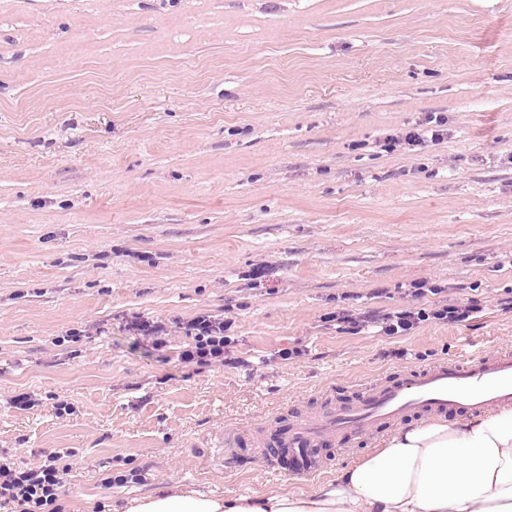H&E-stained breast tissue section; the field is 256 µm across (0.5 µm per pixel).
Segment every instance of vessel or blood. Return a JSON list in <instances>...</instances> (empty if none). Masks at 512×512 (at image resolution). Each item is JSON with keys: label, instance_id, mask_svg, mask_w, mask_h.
Returning <instances> with one entry per match:
<instances>
[{"label": "vessel or blood", "instance_id": "b4317fda", "mask_svg": "<svg viewBox=\"0 0 512 512\" xmlns=\"http://www.w3.org/2000/svg\"><path fill=\"white\" fill-rule=\"evenodd\" d=\"M501 405H512V350L403 371L364 387L335 412L295 421L286 441L301 465L291 474H316L320 466L310 449L342 446L348 436L386 429L412 415H478Z\"/></svg>", "mask_w": 512, "mask_h": 512}]
</instances>
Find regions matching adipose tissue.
<instances>
[{"instance_id": "1", "label": "adipose tissue", "mask_w": 512, "mask_h": 512, "mask_svg": "<svg viewBox=\"0 0 512 512\" xmlns=\"http://www.w3.org/2000/svg\"><path fill=\"white\" fill-rule=\"evenodd\" d=\"M125 512H512V407L402 426L308 492L161 487Z\"/></svg>"}]
</instances>
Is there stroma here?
I'll return each instance as SVG.
<instances>
[{
    "instance_id": "stroma-1",
    "label": "stroma",
    "mask_w": 512,
    "mask_h": 512,
    "mask_svg": "<svg viewBox=\"0 0 512 512\" xmlns=\"http://www.w3.org/2000/svg\"><path fill=\"white\" fill-rule=\"evenodd\" d=\"M430 115L443 141L388 149ZM446 300L481 310L399 337L326 319ZM511 301L512 0H0V458L76 452L65 512L310 491L380 433L297 481L259 432L512 349ZM201 313L242 366L131 328Z\"/></svg>"
}]
</instances>
